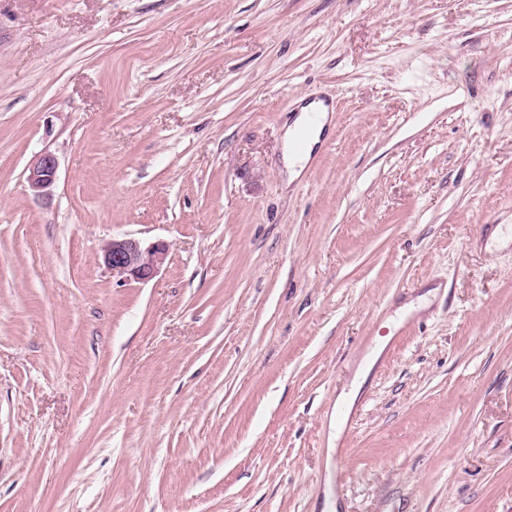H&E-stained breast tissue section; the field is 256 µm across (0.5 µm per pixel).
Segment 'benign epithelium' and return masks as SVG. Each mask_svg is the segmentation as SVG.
I'll return each instance as SVG.
<instances>
[{
	"label": "benign epithelium",
	"mask_w": 512,
	"mask_h": 512,
	"mask_svg": "<svg viewBox=\"0 0 512 512\" xmlns=\"http://www.w3.org/2000/svg\"><path fill=\"white\" fill-rule=\"evenodd\" d=\"M58 161L50 152L33 157L27 167V183L36 198H47L57 180ZM169 244L158 240L144 245L130 236L114 237L101 247L103 265L120 281L147 282L157 276L166 262Z\"/></svg>",
	"instance_id": "obj_1"
}]
</instances>
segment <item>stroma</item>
Segmentation results:
<instances>
[{
    "mask_svg": "<svg viewBox=\"0 0 512 512\" xmlns=\"http://www.w3.org/2000/svg\"><path fill=\"white\" fill-rule=\"evenodd\" d=\"M499 224L512 0H0V512H512ZM312 107H319L321 108L322 112L320 113L318 123L308 131L307 146L305 151L301 154H297L293 150V142L296 139L295 148L298 150L303 149L305 145L306 134L305 132H301L298 135V133L305 126L308 109ZM300 113L301 114L294 119L293 124L288 126L285 133L286 147L288 152V181L291 182L300 175L306 164L311 160L314 149L318 144H320L326 129L328 130V107H326L322 101L316 100L315 102H310L306 107L301 109ZM26 171L28 188L34 197L48 198L57 180V158L50 152H42L33 157ZM169 244L158 240L143 245L130 236L112 237L101 247L103 265L118 281L147 282L157 276L166 262Z\"/></svg>",
    "mask_w": 512,
    "mask_h": 512,
    "instance_id": "1",
    "label": "stroma"
}]
</instances>
